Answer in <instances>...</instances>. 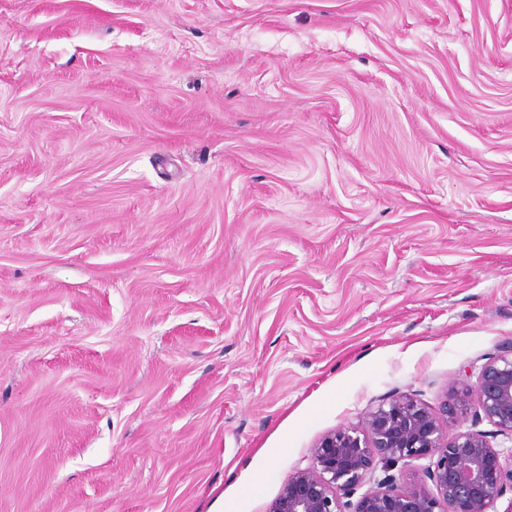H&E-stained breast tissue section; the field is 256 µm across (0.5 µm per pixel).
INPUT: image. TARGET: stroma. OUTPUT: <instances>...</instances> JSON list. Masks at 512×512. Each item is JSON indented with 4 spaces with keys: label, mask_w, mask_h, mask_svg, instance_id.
I'll use <instances>...</instances> for the list:
<instances>
[{
    "label": "stroma",
    "mask_w": 512,
    "mask_h": 512,
    "mask_svg": "<svg viewBox=\"0 0 512 512\" xmlns=\"http://www.w3.org/2000/svg\"><path fill=\"white\" fill-rule=\"evenodd\" d=\"M512 340V0H0V512H268Z\"/></svg>",
    "instance_id": "35a3bbf8"
}]
</instances>
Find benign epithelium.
<instances>
[{
  "mask_svg": "<svg viewBox=\"0 0 512 512\" xmlns=\"http://www.w3.org/2000/svg\"><path fill=\"white\" fill-rule=\"evenodd\" d=\"M469 416L493 430L462 429ZM499 436L512 442V342L436 411L395 396L366 412L361 427L324 435L269 512H512V450L493 446ZM420 460L424 485L410 487L404 468Z\"/></svg>",
  "mask_w": 512,
  "mask_h": 512,
  "instance_id": "1",
  "label": "benign epithelium"
}]
</instances>
